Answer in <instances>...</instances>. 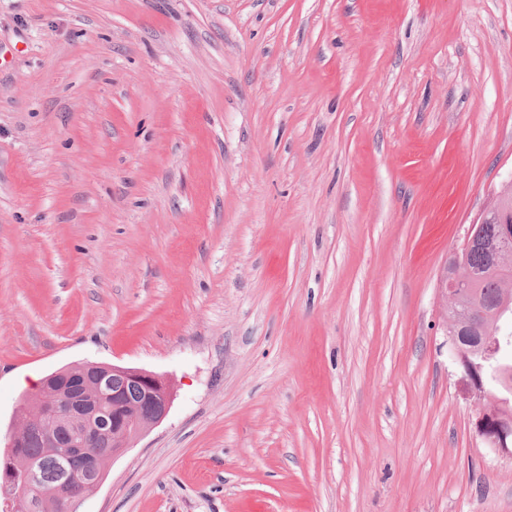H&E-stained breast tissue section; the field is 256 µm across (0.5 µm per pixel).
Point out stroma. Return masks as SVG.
Segmentation results:
<instances>
[{
    "mask_svg": "<svg viewBox=\"0 0 512 512\" xmlns=\"http://www.w3.org/2000/svg\"><path fill=\"white\" fill-rule=\"evenodd\" d=\"M512 174V0H0V452L174 392L80 512H512L440 291Z\"/></svg>",
    "mask_w": 512,
    "mask_h": 512,
    "instance_id": "1",
    "label": "stroma"
}]
</instances>
